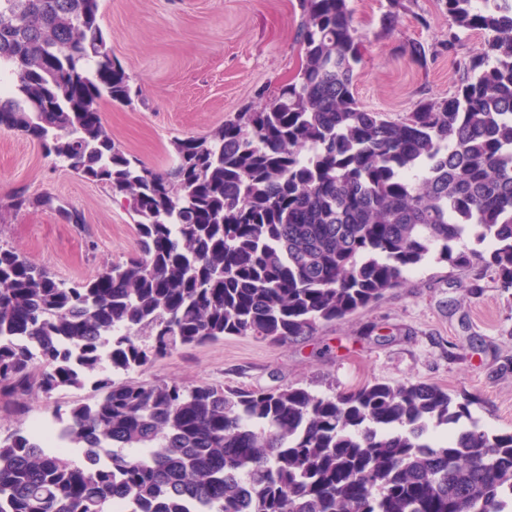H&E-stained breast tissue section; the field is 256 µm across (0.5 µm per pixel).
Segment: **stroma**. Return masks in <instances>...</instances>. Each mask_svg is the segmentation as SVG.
Returning a JSON list of instances; mask_svg holds the SVG:
<instances>
[{"label": "stroma", "instance_id": "1", "mask_svg": "<svg viewBox=\"0 0 512 512\" xmlns=\"http://www.w3.org/2000/svg\"><path fill=\"white\" fill-rule=\"evenodd\" d=\"M402 2L394 10L389 0H350L363 40L356 96L393 118L420 98L450 96L457 77L451 57L422 69L403 55L407 40L442 39L448 15L438 0ZM420 14L429 27L417 23ZM299 21L298 0H102L99 23L137 91L131 105L102 104L104 127L123 150L167 168L173 140L210 133L296 73ZM21 189L52 194L84 218L69 224L49 209L0 211V243L57 277L92 279L104 265L137 255L124 199L0 126V201ZM125 379L249 390L302 385L324 394L373 381L435 384L468 402L481 424L512 431V288L489 267L430 262L369 308L288 344L227 336L155 359ZM92 394L88 387L36 393L22 412L0 408V436Z\"/></svg>", "mask_w": 512, "mask_h": 512}]
</instances>
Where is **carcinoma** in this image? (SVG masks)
<instances>
[{
    "label": "carcinoma",
    "mask_w": 512,
    "mask_h": 512,
    "mask_svg": "<svg viewBox=\"0 0 512 512\" xmlns=\"http://www.w3.org/2000/svg\"><path fill=\"white\" fill-rule=\"evenodd\" d=\"M448 34L402 53L456 57L448 98L392 120L354 92L361 36L349 0H299L296 75L159 170L121 149L104 102L130 77L101 0H0V123L129 200L140 255L57 279L0 246V396L81 388L224 336L286 343L399 288L428 257L494 267L512 288V0H438ZM80 212L45 194L11 209ZM489 252L456 249L465 236ZM101 395L0 437V512H512V431L489 430L431 384L96 385Z\"/></svg>",
    "instance_id": "cac0c4a2"
}]
</instances>
